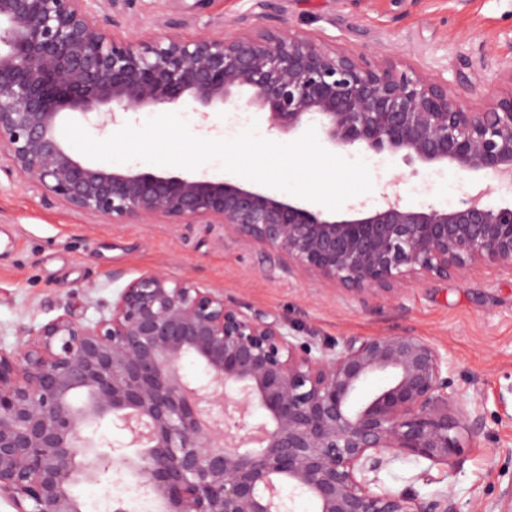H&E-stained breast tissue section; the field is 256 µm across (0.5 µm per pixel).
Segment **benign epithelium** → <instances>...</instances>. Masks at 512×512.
I'll list each match as a JSON object with an SVG mask.
<instances>
[{
  "label": "benign epithelium",
  "mask_w": 512,
  "mask_h": 512,
  "mask_svg": "<svg viewBox=\"0 0 512 512\" xmlns=\"http://www.w3.org/2000/svg\"><path fill=\"white\" fill-rule=\"evenodd\" d=\"M90 0H0V172L86 216L124 224H207L246 237L290 270L365 298L428 277L512 271V203L488 190L454 207H412L396 191L344 216L230 179L82 163L57 137L65 110H164L241 96L293 134L318 123L346 150L402 153L512 183V67L481 108L456 84L386 55L336 52L288 27L185 38L102 28ZM0 350V499L15 512H82L76 488L131 479L158 512H459L444 492L421 501L379 484L413 457L452 470L483 416L450 391L448 359L410 333L318 345L250 316L224 295L149 271L92 324L70 307ZM194 358L205 381L190 382ZM389 374L386 386L367 391ZM108 424L118 446L88 434ZM292 489L284 495V487Z\"/></svg>",
  "instance_id": "benign-epithelium-1"
}]
</instances>
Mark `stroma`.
I'll return each mask as SVG.
<instances>
[{
  "label": "stroma",
  "mask_w": 512,
  "mask_h": 512,
  "mask_svg": "<svg viewBox=\"0 0 512 512\" xmlns=\"http://www.w3.org/2000/svg\"><path fill=\"white\" fill-rule=\"evenodd\" d=\"M104 26L139 33L219 35L227 20L254 26L257 15L275 27L289 22L327 48L392 52L416 68L455 82L482 69L484 85L468 101L477 107L499 89L497 72L512 63V0H126L115 15L96 0ZM192 99L174 105L191 133L224 136L225 111L200 115ZM363 202L376 206L397 187L414 207L448 204L449 187L474 193V177L453 168L411 163L382 152ZM160 271L222 293L243 311L284 322L286 331L319 344L359 336L409 332L448 356V376L463 404L485 413V426L452 471L401 457L381 470L382 484L420 499L452 491L460 512L482 504L497 512L512 486V272L483 269L465 276L425 278L395 299L362 302L324 287L313 274L288 271L263 256L261 246L206 224H111L48 202L20 177L0 173V350L12 351L25 331L40 327L64 306L84 322L103 315L131 279ZM83 512L123 500L130 512H153L149 497L128 479L110 488L85 484Z\"/></svg>",
  "instance_id": "stroma-1"
}]
</instances>
